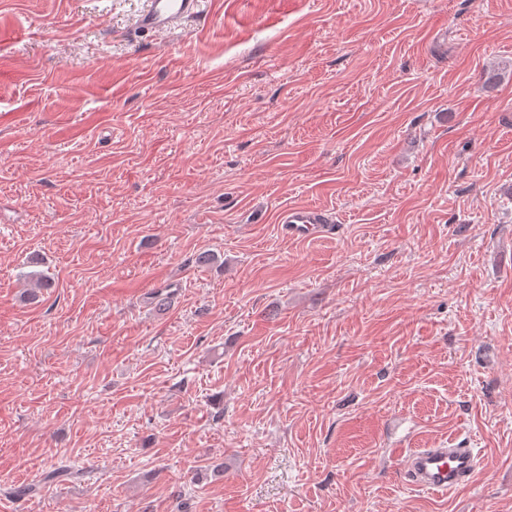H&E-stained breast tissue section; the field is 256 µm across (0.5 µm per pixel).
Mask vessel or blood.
I'll return each mask as SVG.
<instances>
[{
	"mask_svg": "<svg viewBox=\"0 0 512 512\" xmlns=\"http://www.w3.org/2000/svg\"><path fill=\"white\" fill-rule=\"evenodd\" d=\"M202 0H146L145 7L133 20L135 37L144 39L157 33L179 28L198 17ZM280 221L292 238L323 237L335 234L334 218L325 211L310 207L284 210ZM405 474L411 484L422 489L446 493L470 482L478 457L473 449L417 448L405 459Z\"/></svg>",
	"mask_w": 512,
	"mask_h": 512,
	"instance_id": "1",
	"label": "vessel or blood"
}]
</instances>
